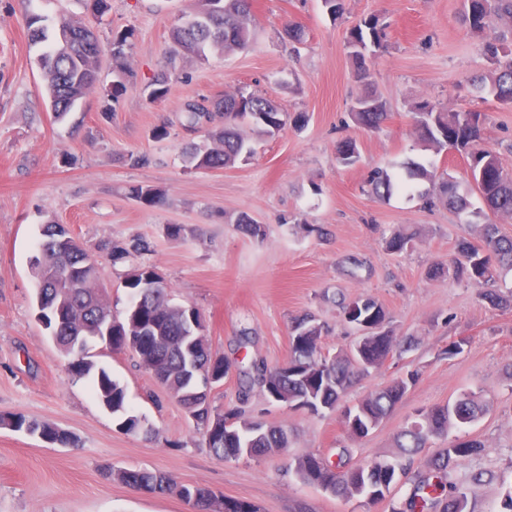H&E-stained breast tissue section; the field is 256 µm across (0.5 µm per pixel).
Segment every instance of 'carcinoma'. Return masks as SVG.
Listing matches in <instances>:
<instances>
[{
	"label": "carcinoma",
	"instance_id": "obj_1",
	"mask_svg": "<svg viewBox=\"0 0 512 512\" xmlns=\"http://www.w3.org/2000/svg\"><path fill=\"white\" fill-rule=\"evenodd\" d=\"M252 0H224V10L213 14L206 0H196L194 12L185 22L172 29L170 54L191 53L206 58V49L221 48L224 52L243 51L256 41ZM465 21L472 31H483L497 21L506 26L497 37L485 42L483 52L491 64L488 75L472 80L473 90L488 94L502 104H512V0H465ZM73 39L53 50V60L46 62L45 84L49 101L53 102L54 119L62 121L74 103L90 93L99 81L101 45L95 32L81 25L65 23ZM386 25L377 17L365 19L351 27L346 37L350 56L357 66L358 77L367 75L368 45L382 46ZM173 81V72H156L149 83L151 96H166ZM212 110L198 112L191 103L184 107V129L200 131L217 113L222 123L207 130V143L185 149L187 168L221 170L239 162H247L256 154L255 144L246 133L251 129L259 136L273 137L276 129L291 126L303 128L309 121L305 112H284L271 99L256 90L237 88L213 96H201L197 103ZM413 125L418 140L440 154L448 144L458 146L470 162L481 169L483 179L473 183L459 180L439 170L434 162L405 159L393 160L372 168L362 190L376 200L388 201L397 193L416 196L425 205L440 203L467 217L475 239L461 238L455 245L448 267L434 266L428 274L440 277L445 273L484 289L483 297L496 307L512 305V290L504 294L497 289L503 274L512 272V236L498 233L494 219L512 220V175L504 172L495 152L481 146L480 114L449 112L428 101L412 107ZM349 116L361 128L373 129L388 117L386 103L370 93L352 99ZM361 161L358 142L353 137L336 144V162L345 168ZM478 192L484 207L473 208L469 197ZM132 195L147 206L164 202L161 189L152 186L132 188ZM238 229L253 238L265 235L264 227L241 214L235 219ZM415 234L397 231L386 241V249L400 254L413 247ZM112 263L122 262L150 250L142 239L113 243L104 247ZM34 256L37 273L35 311L50 331L53 341L66 356L68 371L84 377L97 371L93 392L112 412L122 415L119 430L133 433L142 428L140 418L126 412L124 387L113 380L105 369H95L89 355L88 341L103 336L138 337L134 353L140 365L150 372L182 405L186 413L203 430L206 446L213 455L239 459L269 454L288 447V434L282 427L269 426L229 408L211 406L206 396L196 394L193 375L184 363L182 339L190 328L183 306L172 302L169 287L162 282L152 287L157 275L154 265L132 268L124 280L130 301L121 315L112 314V306L100 279V267L86 248L62 224H47ZM338 306L346 322L359 326L370 323L387 331L390 347L396 346L393 331L387 328L386 311L370 296L359 295L341 299ZM292 330L309 337L304 345L291 349L288 361L303 367V378L281 376L277 367L252 364L243 376L256 381L263 391L271 390L283 401L301 403L313 414L332 412L361 373L353 358L346 354L328 358L322 355L321 340L327 327L308 312L294 318ZM193 355L205 372L220 379L230 371L224 356L212 351L207 336L194 337ZM418 373L398 377L359 400L349 416L359 429L372 430L394 409ZM486 408L472 392H463L453 402L435 406L418 414V418L401 430L397 438L399 459L373 460L349 465L343 461L345 452L333 463L319 453L297 458L296 472L307 484L319 486L331 477L329 492L346 499L364 498L375 501L399 480L414 463V457L426 447L428 440L448 433L451 427H465L483 416ZM235 421L232 434L224 435V421ZM0 427L37 435L48 443L68 446L75 438L57 426L27 418L22 413L0 414ZM485 445L478 439H453L448 447L438 449L428 469L415 474L410 495L403 504L404 512H474L471 507L478 488L485 483L484 472L470 476L465 485L456 482L453 473L458 464L478 456ZM121 482L150 493L188 495L185 484L175 482L167 474L146 469H125Z\"/></svg>",
	"mask_w": 512,
	"mask_h": 512
}]
</instances>
